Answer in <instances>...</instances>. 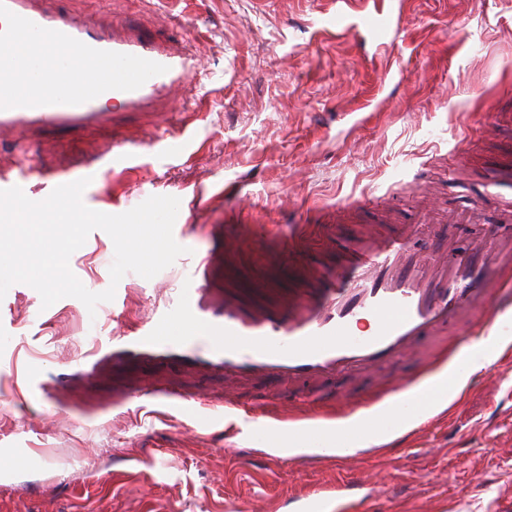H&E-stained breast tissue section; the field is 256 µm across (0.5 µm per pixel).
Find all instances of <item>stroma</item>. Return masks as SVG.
I'll return each mask as SVG.
<instances>
[{
  "label": "stroma",
  "instance_id": "1",
  "mask_svg": "<svg viewBox=\"0 0 512 512\" xmlns=\"http://www.w3.org/2000/svg\"><path fill=\"white\" fill-rule=\"evenodd\" d=\"M391 29L360 38L326 27L338 0H62L77 16L137 18L202 58L207 78L191 104L190 138L151 144L169 109L127 112L86 129L43 128L24 146L41 172L93 171L90 209L121 214L152 196L180 200L187 247L150 279L115 286L129 324L163 307L193 257L217 246L210 225L252 234L233 263L243 282L292 266L295 225L347 205L332 233L352 224L391 232L423 211L465 208L476 196H512V0H391ZM391 82H384L385 71ZM129 141L113 168L107 146ZM114 245L92 231L69 261L90 291L111 287ZM112 305L88 311L65 297L43 307L18 283L0 300V512H296L313 488L336 483L345 463L298 456L249 460L259 439L319 417L348 421L351 397L410 393L465 355L451 336L426 360L383 375L325 380V402L291 408L262 380L242 383L172 364L112 367ZM161 388L192 395L170 408ZM270 399L262 426L225 417V397ZM392 448L370 446L361 464L390 487L364 512H512V356L497 353L446 406Z\"/></svg>",
  "mask_w": 512,
  "mask_h": 512
}]
</instances>
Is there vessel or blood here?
Wrapping results in <instances>:
<instances>
[{"mask_svg": "<svg viewBox=\"0 0 512 512\" xmlns=\"http://www.w3.org/2000/svg\"><path fill=\"white\" fill-rule=\"evenodd\" d=\"M342 2L328 26L359 36L392 24L386 0ZM47 56L62 79L83 67V88L59 96L31 80ZM200 67L184 42L136 24L84 21L57 0H0V131L90 127L115 112H151L176 90L190 91ZM487 208L480 198L445 211L426 233L414 224L377 236L354 228L335 261L304 267L298 287L285 293L259 281L217 285L218 256H233L246 241L221 236L217 253L195 261L192 285L180 289L174 309L135 331L119 330L114 353L130 361L168 348L159 324L179 310L202 331L184 344L181 361L222 369L228 380L262 378L290 394L311 381L398 366L422 355L425 337L475 329L495 315V299L512 293V200L499 198L495 222L476 228L469 247L452 246L459 225ZM369 318L379 332L360 334ZM373 493L369 476L352 469L336 485L309 492L300 508L318 512L334 504L350 512Z\"/></svg>", "mask_w": 512, "mask_h": 512, "instance_id": "obj_1", "label": "vessel or blood"}]
</instances>
